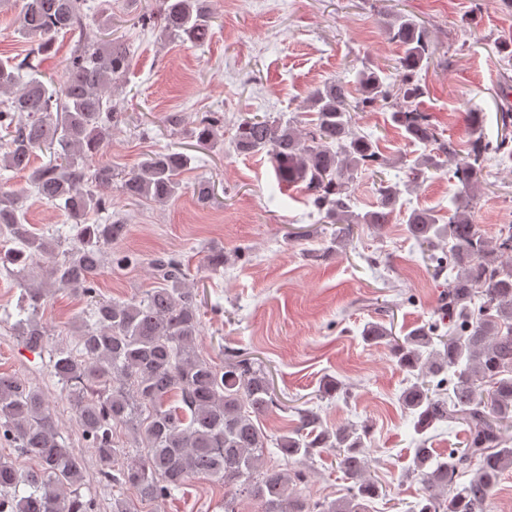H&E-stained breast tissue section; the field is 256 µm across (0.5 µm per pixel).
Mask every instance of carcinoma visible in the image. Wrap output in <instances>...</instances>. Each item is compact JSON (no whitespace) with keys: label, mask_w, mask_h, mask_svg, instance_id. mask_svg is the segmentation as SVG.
<instances>
[{"label":"carcinoma","mask_w":512,"mask_h":512,"mask_svg":"<svg viewBox=\"0 0 512 512\" xmlns=\"http://www.w3.org/2000/svg\"><path fill=\"white\" fill-rule=\"evenodd\" d=\"M85 2L22 0L17 31L37 38L38 51L47 53L58 36L80 31L62 82L41 80L30 56L17 64L0 61V168L31 171L34 191L64 212L77 245L58 259L63 231L51 237L31 232L19 217L17 194L1 190L0 236L13 247L0 255V267L10 274L9 265L38 256L49 285L89 296L107 248L128 232L120 218L87 223L89 214L107 210L104 190L118 178L125 196L165 206L177 196L189 158L160 151L129 171L103 164L88 174L86 161L124 119L112 102V85L129 69L130 49L90 33ZM213 21L207 0H158L156 10L140 16L142 27L157 25L167 37L195 47L206 44ZM387 34L400 50L392 82L369 67L353 83L344 77L328 80L306 97L307 124L296 116L246 117L237 124L234 144L241 154L266 152L279 182L305 185L319 223L338 226L331 245L341 248L356 227L379 229L398 214L408 237L436 263V276L448 275L440 308L447 334L438 335L434 322L395 339L385 324L368 322L361 336L369 344L389 341L392 357L407 373L400 401L420 435L408 475L422 484L410 512H483L500 477L512 470V224L489 239L473 224L471 209L490 155L512 154V138L504 135L494 145L485 141L477 111L468 113L466 152L440 138L430 115L418 108L424 94L418 72L433 55L426 28L396 13ZM22 71L30 78L18 90ZM377 106L390 110L408 144L423 148L416 158H387L379 140L356 128L354 113ZM223 127L224 115L205 113L194 130L198 145L215 143ZM55 144L63 160L32 168L35 152ZM450 165L458 187L448 216L430 208L408 210L404 194L416 189L426 172ZM395 168L406 178H389ZM362 172L371 174L377 202L358 212L354 182ZM151 264L159 287L126 302L90 301L75 347L59 346L50 356L51 375L62 385L107 479L103 494L126 488L150 502L172 497L204 475L224 487V512H239L244 499L257 502L260 512H367L365 502L380 496L378 483L368 476L369 427L332 429L318 412L296 408L292 430L267 434L258 421L280 401L265 368L233 353L222 367L199 356V308L185 265L163 255ZM45 296L43 288L20 285L19 312L37 310ZM17 325L30 351L45 348L48 339L37 322L28 317ZM450 422L466 425L465 447L446 454L428 447L423 434ZM118 426L132 434L135 448L116 447ZM0 437L38 462L22 473L0 459V512L94 510L96 495L81 494L82 457L62 437L51 404L5 373H0ZM270 447L284 466H265ZM317 448L338 449L353 482L347 496L313 502L297 488L302 476L289 466L304 464ZM467 474L468 481L456 483Z\"/></svg>","instance_id":"carcinoma-1"}]
</instances>
